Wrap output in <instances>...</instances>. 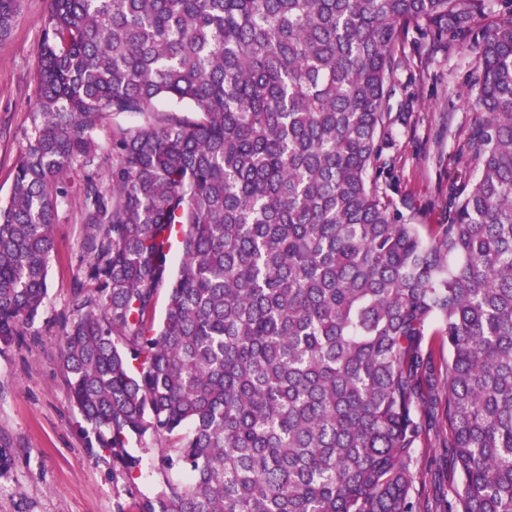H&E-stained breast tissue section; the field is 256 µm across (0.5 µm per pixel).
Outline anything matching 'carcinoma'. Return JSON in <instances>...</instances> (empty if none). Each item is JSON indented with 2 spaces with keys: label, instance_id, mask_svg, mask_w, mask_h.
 <instances>
[{
  "label": "carcinoma",
  "instance_id": "1",
  "mask_svg": "<svg viewBox=\"0 0 512 512\" xmlns=\"http://www.w3.org/2000/svg\"><path fill=\"white\" fill-rule=\"evenodd\" d=\"M407 22L481 29L446 224L402 222L381 162ZM36 67L0 202V344L45 306L77 200L90 291L62 363L82 431L129 473L131 438H177L138 512H419L441 401L444 512H512V0H48ZM426 429L427 447L417 448L413 471L416 474L413 496L420 510L436 512L444 501L453 497V489L460 481L448 446V423L444 402L431 412L421 415Z\"/></svg>",
  "mask_w": 512,
  "mask_h": 512
}]
</instances>
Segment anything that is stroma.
<instances>
[{
    "label": "stroma",
    "mask_w": 512,
    "mask_h": 512,
    "mask_svg": "<svg viewBox=\"0 0 512 512\" xmlns=\"http://www.w3.org/2000/svg\"><path fill=\"white\" fill-rule=\"evenodd\" d=\"M47 0H20L10 34L0 40V199L10 193L14 169L32 132L40 20ZM459 38L437 40L416 24L400 26L393 54L398 63L389 100L392 135L382 162L392 169V198L410 224H444L455 191L453 174L465 160L467 140L482 115L471 106L475 58ZM86 230L76 201L62 203L48 268L49 295L33 327L0 345V448L11 464L0 472V512H137L138 502L161 487L151 467L166 438L133 445L141 473L130 478L111 454L88 447L80 430L60 357V339L82 282L80 257ZM428 443L417 449L413 496L421 512H439L460 481L448 448L444 406L422 413Z\"/></svg>",
    "instance_id": "stroma-1"
}]
</instances>
